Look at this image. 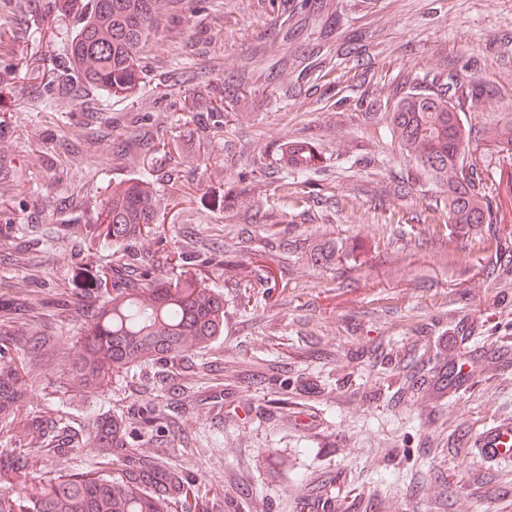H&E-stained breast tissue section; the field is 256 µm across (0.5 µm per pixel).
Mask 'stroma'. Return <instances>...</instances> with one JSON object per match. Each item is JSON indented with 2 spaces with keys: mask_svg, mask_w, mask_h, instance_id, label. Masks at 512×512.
Returning <instances> with one entry per match:
<instances>
[{
  "mask_svg": "<svg viewBox=\"0 0 512 512\" xmlns=\"http://www.w3.org/2000/svg\"><path fill=\"white\" fill-rule=\"evenodd\" d=\"M297 0H170L130 95L82 84L58 90L45 61L62 56L87 0H0V325L7 302L72 287L79 266L112 261L88 247L113 188L154 172L165 231L128 241L152 278L179 269L154 256L205 240L209 286L224 297V334L207 349L91 393L68 389L64 356L80 349L86 298L70 320L28 330L57 339L54 355L23 342L11 355L33 380L22 413H58L80 440L70 455L31 449L26 477L0 484L16 497L29 478L96 465L90 431L102 414L156 420L128 434L138 457L182 471L214 512H512V464L481 458L483 426L512 421V219L470 232L398 223L424 211L432 187L389 192L409 165L379 117L351 91L343 103L251 91L228 122L185 90L224 78L243 56L272 65L287 52L268 27ZM344 28L368 24L384 52L365 89L386 100L408 73L448 64L493 83L462 108L466 125L512 117V0H329ZM311 140L324 168L287 175L282 148ZM239 193L234 204L228 190ZM272 211L279 236L253 222ZM31 243L37 265L5 256ZM323 247L330 265L308 261ZM472 375L449 384L461 353ZM288 459L272 473L268 455Z\"/></svg>",
  "mask_w": 512,
  "mask_h": 512,
  "instance_id": "stroma-1",
  "label": "stroma"
}]
</instances>
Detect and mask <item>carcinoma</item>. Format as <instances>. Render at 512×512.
<instances>
[{"instance_id": "obj_1", "label": "carcinoma", "mask_w": 512, "mask_h": 512, "mask_svg": "<svg viewBox=\"0 0 512 512\" xmlns=\"http://www.w3.org/2000/svg\"><path fill=\"white\" fill-rule=\"evenodd\" d=\"M160 0H89L87 13L67 44L64 60L56 63V78L67 83L71 76L87 86L113 95L128 94L143 78V53L155 34ZM311 11L295 21L273 23V34L296 44L289 54L262 69L252 56L224 77V98L210 106L216 114L248 104L246 89L262 84L270 93L287 92L277 83L280 72L295 76L294 84L312 90V75L330 66L324 51L335 45L336 58L359 62L371 56L368 31H339L337 22L328 24L322 41L300 42L309 26ZM493 85H475L446 70L428 77L407 75L398 91L384 103L369 101L366 111L378 112L386 127L412 165V174L401 178L393 195L408 193L410 185L424 180L437 196L428 205L429 218L440 224H496L504 220L501 192L512 191V173L499 174L488 182L484 156L470 148L471 129L460 115L464 99ZM481 135L512 161V118L481 127ZM470 150V159L461 157ZM323 159L315 145L306 140L288 143V171L304 176L322 168ZM153 176L144 172L128 185L112 192L101 213V222L89 228L90 241L115 247L112 266L90 279L75 275L87 293L97 292L82 326L80 351L65 360L70 387L85 392L100 388L112 373L132 371L154 363H168L205 347L224 334V297L205 286L197 273L191 252L159 255L164 264L181 267L182 278L173 283L150 279L141 271L137 254L121 249L124 241L151 232L161 225L159 209L150 189ZM31 389L29 371L0 344V432L9 436L10 447L0 448V474L15 476L14 462L27 455V448L42 445L51 453L65 455L73 448L63 417L54 413L22 415L19 404ZM123 419L97 422L93 443L102 463H112V449L123 447ZM123 474L107 478L89 470L58 476L32 488L22 500H0V512H168L172 504L186 503L192 482L175 469L159 462L144 463L127 454Z\"/></svg>"}]
</instances>
